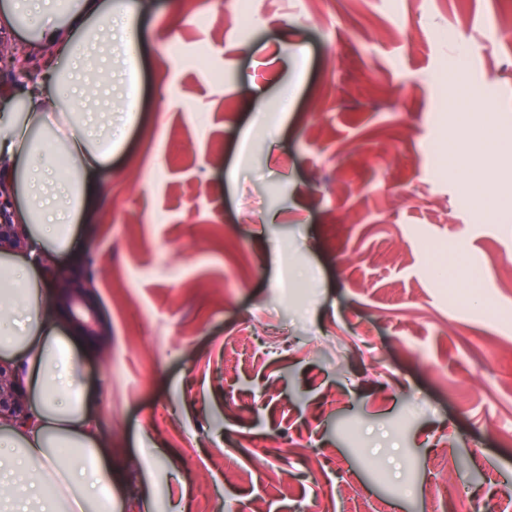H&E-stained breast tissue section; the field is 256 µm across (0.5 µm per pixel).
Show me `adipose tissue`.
<instances>
[{
  "mask_svg": "<svg viewBox=\"0 0 512 512\" xmlns=\"http://www.w3.org/2000/svg\"><path fill=\"white\" fill-rule=\"evenodd\" d=\"M139 0H0V30L28 41L43 79L0 95V173L14 182L13 223L27 246L0 255V357L21 362L30 421L0 426V498L12 512L52 491L59 512H114L112 468L78 355L57 326L41 261L72 251L89 198L122 141L113 113L133 118ZM128 68L113 80L112 61Z\"/></svg>",
  "mask_w": 512,
  "mask_h": 512,
  "instance_id": "1",
  "label": "adipose tissue"
}]
</instances>
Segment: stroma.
I'll list each match as a JSON object with an SVG mask.
<instances>
[{"label":"stroma","mask_w":512,"mask_h":512,"mask_svg":"<svg viewBox=\"0 0 512 512\" xmlns=\"http://www.w3.org/2000/svg\"><path fill=\"white\" fill-rule=\"evenodd\" d=\"M141 3L139 110L81 248L41 271L58 319L93 274L112 325L107 350L72 342L117 512H196L211 488L213 512H512L502 0ZM452 44L487 111L449 112ZM437 255L480 270L485 304L438 287Z\"/></svg>","instance_id":"stroma-1"}]
</instances>
